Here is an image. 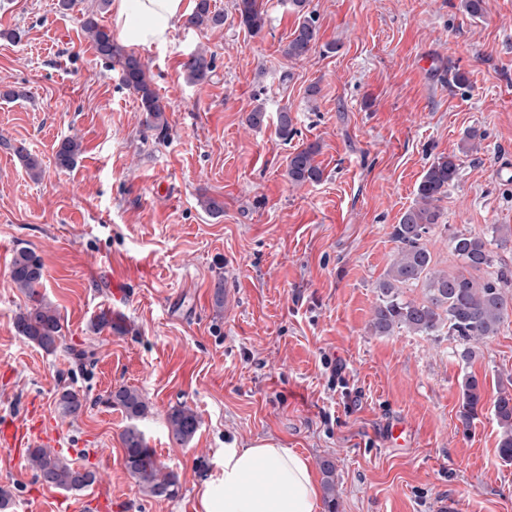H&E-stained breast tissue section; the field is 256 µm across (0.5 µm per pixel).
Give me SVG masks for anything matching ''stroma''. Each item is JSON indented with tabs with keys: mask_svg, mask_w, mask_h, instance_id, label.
I'll use <instances>...</instances> for the list:
<instances>
[{
	"mask_svg": "<svg viewBox=\"0 0 512 512\" xmlns=\"http://www.w3.org/2000/svg\"><path fill=\"white\" fill-rule=\"evenodd\" d=\"M259 2L260 35L240 25L234 0H211L223 25L180 24L164 45L139 49L166 105L161 139L82 31L88 11L112 27L111 10L0 0V420L40 402L52 450L95 472L92 490L111 497V512H195L225 449L259 439L302 455L317 480L319 460H332L338 512H436L448 498L456 512H512L492 410L498 386L512 383V317L475 344L467 367L447 332L369 329L396 251L391 227L437 157L455 156L459 171L426 241L436 268L457 263L453 234L512 227V0H484L477 17L461 0H307L318 41L301 60L283 49L304 13ZM200 49L214 71L193 85L183 64ZM259 103L269 120L256 129L247 116ZM285 110L288 142L276 133ZM469 129L484 140L466 153ZM68 137L82 151L61 170L55 153ZM21 143L41 161L40 180L15 155ZM311 143L322 178L293 184L288 156ZM205 196L223 214L206 212ZM19 247L43 261L63 349L14 329L27 303L9 277ZM103 312L118 329L93 331ZM468 371L484 406L466 429ZM122 387L149 405L138 427L178 474L176 498L142 492L124 466L128 421L111 403ZM66 388L86 401L78 418L57 408ZM180 404L200 419L186 445L166 420ZM395 418L411 430L408 447L386 441ZM0 488L33 512L82 499L38 482L24 452L0 450Z\"/></svg>",
	"mask_w": 512,
	"mask_h": 512,
	"instance_id": "obj_1",
	"label": "stroma"
}]
</instances>
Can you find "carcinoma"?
<instances>
[{
  "label": "carcinoma",
  "instance_id": "obj_1",
  "mask_svg": "<svg viewBox=\"0 0 512 512\" xmlns=\"http://www.w3.org/2000/svg\"><path fill=\"white\" fill-rule=\"evenodd\" d=\"M235 10L240 24L250 33L258 35L262 32L266 18L258 0H236ZM223 24L224 15L211 10L210 0H197L193 12L185 20L188 27ZM82 27L98 55L120 66L122 83L138 94L141 108L146 112L147 125L158 131L160 136H165V104L155 92L145 64L139 57L116 45L110 33L99 24L96 12L84 14ZM317 36L314 18L302 15V21L285 48V55L295 60L305 58L316 45ZM213 63V57L203 51L191 54L183 64L189 82H207L214 69ZM277 135L285 142L295 135L292 118L286 110L279 113ZM14 152L32 177L40 176L37 157L22 145L14 147ZM80 152L81 144L77 140L62 141L55 154L56 167L62 170L72 168ZM316 152L315 145L310 144L288 156L289 181L304 184L321 178V171L314 163ZM457 176L455 157L437 158L417 187L415 204L402 214L399 223L392 226L390 235L397 243V253L386 275L377 284L378 302L370 327L378 336H390L400 329L434 336L446 327L448 335L462 342L457 356L462 365L468 366L475 357L470 342L496 336L504 319L512 314V294L509 293L512 269L499 262L498 255L491 249L493 244L501 247L511 241L512 230L501 233L499 228H493L499 233L497 238L477 233L456 234L451 238V244L460 265L449 272L433 269L425 240L439 223L438 202L447 195L448 186ZM495 265L498 266L495 275L482 276L485 270ZM9 276L28 301L14 320L16 333L46 351H56L63 343V326L57 309L46 302L41 292L44 286L42 259L29 248L16 249L10 261ZM420 282L425 285L426 299L422 302L405 299L403 289ZM460 388L459 419L467 427L482 410L484 387L475 375L467 372ZM113 402L130 420L121 435L124 465L129 475L152 497H177L180 490L178 475L158 461L135 424L147 413L148 405L143 395L136 389L122 387L113 394ZM57 404L63 415L72 418L78 417L85 407L79 394L68 389L61 392ZM493 412L501 429L498 456L503 462L512 463V391L503 386L499 388ZM167 422L173 440L183 445L191 442L200 425L197 413L181 404L171 408ZM29 461L36 477L49 488L80 491L96 479L93 471L77 467L63 455L46 448L30 449ZM320 468L324 475L328 512H336L334 467L330 461L324 460Z\"/></svg>",
  "mask_w": 512,
  "mask_h": 512
}]
</instances>
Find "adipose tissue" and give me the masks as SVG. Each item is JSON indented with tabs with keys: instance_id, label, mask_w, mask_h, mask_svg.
<instances>
[{
	"instance_id": "1",
	"label": "adipose tissue",
	"mask_w": 512,
	"mask_h": 512,
	"mask_svg": "<svg viewBox=\"0 0 512 512\" xmlns=\"http://www.w3.org/2000/svg\"><path fill=\"white\" fill-rule=\"evenodd\" d=\"M186 12L185 0H112L119 38L130 47L164 43ZM198 501V512H320L306 459L271 439L225 449Z\"/></svg>"
}]
</instances>
